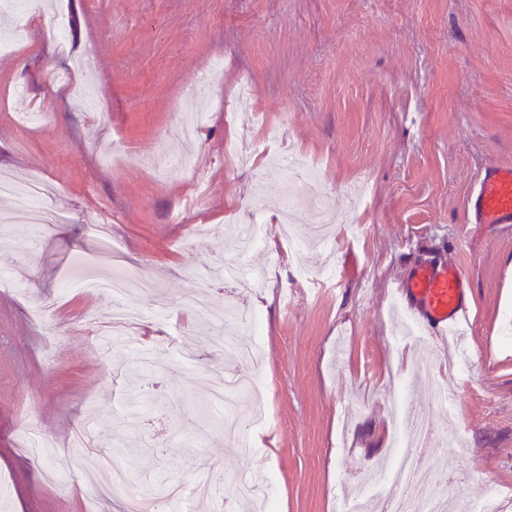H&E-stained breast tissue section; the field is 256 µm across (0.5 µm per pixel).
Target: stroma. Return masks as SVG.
I'll return each instance as SVG.
<instances>
[{"label":"stroma","mask_w":512,"mask_h":512,"mask_svg":"<svg viewBox=\"0 0 512 512\" xmlns=\"http://www.w3.org/2000/svg\"><path fill=\"white\" fill-rule=\"evenodd\" d=\"M61 16L54 50L27 53V18L0 10V176L21 215L33 177L64 215L41 234L0 227V512H125V493L90 500L101 458L136 449L135 488L185 494L169 512H254L231 485L202 489L200 466L266 475L274 512H383L379 475L395 453L398 411L425 412L435 437L423 464L479 479L512 512V224H470L466 199L488 165L512 166V0H35ZM277 130L272 155L238 166L226 143L257 139L256 112H229L244 80ZM67 96L65 107L51 87ZM207 116L190 149L194 173L157 153L184 120L190 90ZM117 146L111 165L97 151ZM305 155L326 183L293 209L266 207L264 244L247 257L250 288L224 260L256 195V171L287 186L284 157ZM294 228L314 270L342 238L325 286L298 280L281 235ZM29 274L6 283V254ZM421 262L468 275V328L429 333L396 288ZM156 282L169 301L131 291L140 343L104 349L83 332L103 296L57 292L76 264ZM256 311L261 352L247 362L216 346L183 304ZM482 352L460 366L454 344ZM255 374L270 415L253 427L216 413L201 374ZM446 388L452 409L435 405ZM39 456L21 444L29 423ZM471 452L457 456L449 435Z\"/></svg>","instance_id":"stroma-1"}]
</instances>
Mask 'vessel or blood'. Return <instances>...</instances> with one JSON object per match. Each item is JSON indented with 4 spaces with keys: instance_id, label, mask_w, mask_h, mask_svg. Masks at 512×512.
I'll return each instance as SVG.
<instances>
[{
    "instance_id": "1",
    "label": "vessel or blood",
    "mask_w": 512,
    "mask_h": 512,
    "mask_svg": "<svg viewBox=\"0 0 512 512\" xmlns=\"http://www.w3.org/2000/svg\"><path fill=\"white\" fill-rule=\"evenodd\" d=\"M472 224H512V166H491L478 178L467 201ZM467 278L452 263H422L404 285V299L420 324L448 335L469 320L464 299Z\"/></svg>"
}]
</instances>
